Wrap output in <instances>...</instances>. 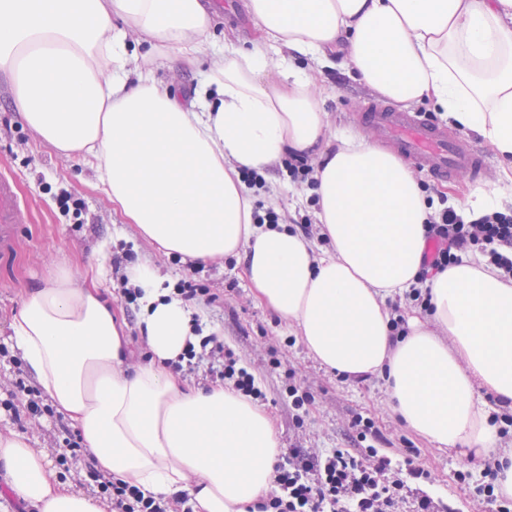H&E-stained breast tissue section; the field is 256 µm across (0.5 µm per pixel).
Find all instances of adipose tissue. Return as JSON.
Here are the masks:
<instances>
[{
  "label": "adipose tissue",
  "instance_id": "ef3b65f1",
  "mask_svg": "<svg viewBox=\"0 0 512 512\" xmlns=\"http://www.w3.org/2000/svg\"><path fill=\"white\" fill-rule=\"evenodd\" d=\"M248 45L204 51L205 0H0V72L11 103L45 144L91 160L123 223L168 254L243 259L254 300L321 366L384 379L401 423L440 448L496 466L512 498V448L485 392L512 406V278L469 256L437 273L426 308L393 333L389 297L414 284L436 211L404 160L330 130L333 89L300 60L344 56L356 79L401 111L429 101L449 124L492 143L503 184L477 192L472 221L512 203V0H246ZM168 67L208 60L188 98L162 89L129 33ZM334 140L310 189L330 250L300 229L259 224L247 170ZM139 289L144 360L125 367L128 324L102 298L104 265L66 268L28 293L12 341L95 468L144 495H188L193 512H263L278 439L270 415L233 385L185 386L173 368L198 344L191 310L156 269L125 270ZM0 472L31 512H112L109 498L58 480L26 436L0 434Z\"/></svg>",
  "mask_w": 512,
  "mask_h": 512
}]
</instances>
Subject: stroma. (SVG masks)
Segmentation results:
<instances>
[{
  "label": "stroma",
  "instance_id": "obj_1",
  "mask_svg": "<svg viewBox=\"0 0 512 512\" xmlns=\"http://www.w3.org/2000/svg\"><path fill=\"white\" fill-rule=\"evenodd\" d=\"M214 26L209 40L241 45L248 40L253 21L244 0H212ZM309 76L315 86H331L334 99L326 104L330 126L365 132L362 115L376 95L354 79L346 63L335 68H313ZM11 83L0 74V171L14 174L17 193L24 202L18 226L17 246L0 256V347H11V321L26 293L40 285L60 266L85 270L96 262L111 264L122 256L124 264L149 261L165 283L173 285L193 275L209 288L213 302L191 300L197 318L213 335L233 350L239 366L254 375L263 396L259 400L274 419L280 456L289 449L300 453H326L352 445L356 417L370 418L385 437L379 453L393 464L413 459L428 470L434 496L452 504L457 512H489L475 498L474 488L483 482L486 463L467 459L459 452L440 449L406 429L392 414L382 379L353 381L322 368L312 360L294 333L271 310L257 305L240 276L236 257L227 256L200 265L164 253L146 242L133 225L122 223L98 182L94 168L78 158L61 157L42 143L11 106ZM111 240L109 254L97 255L102 240ZM294 381H287L286 370ZM309 392L305 411L295 412L286 392L288 384ZM72 426L57 413L39 421L19 425L11 412L0 409V433L24 432L33 447L44 449L56 476L62 482L80 485L92 492L82 478L87 456H71L63 439ZM469 480L459 481V472Z\"/></svg>",
  "mask_w": 512,
  "mask_h": 512
}]
</instances>
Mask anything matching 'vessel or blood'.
Masks as SVG:
<instances>
[{
	"instance_id": "b4317fda",
	"label": "vessel or blood",
	"mask_w": 512,
	"mask_h": 512,
	"mask_svg": "<svg viewBox=\"0 0 512 512\" xmlns=\"http://www.w3.org/2000/svg\"><path fill=\"white\" fill-rule=\"evenodd\" d=\"M365 120L373 137L387 143L401 156L427 167L438 180L465 171L480 174L489 165L488 156L461 135L407 112H396L370 103ZM21 212L13 178L0 173V254L9 253L17 236Z\"/></svg>"
}]
</instances>
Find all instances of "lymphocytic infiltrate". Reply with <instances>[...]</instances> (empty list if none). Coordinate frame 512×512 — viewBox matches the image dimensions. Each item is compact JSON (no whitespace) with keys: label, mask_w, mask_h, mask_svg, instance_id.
Listing matches in <instances>:
<instances>
[{"label":"lymphocytic infiltrate","mask_w":512,"mask_h":512,"mask_svg":"<svg viewBox=\"0 0 512 512\" xmlns=\"http://www.w3.org/2000/svg\"><path fill=\"white\" fill-rule=\"evenodd\" d=\"M425 232L418 285L408 294L418 305L428 302L422 283L432 273L456 264L471 246H488L490 263L512 276L511 213L495 212L467 224L453 208L445 207L428 217ZM187 356L208 361L211 370L232 381L238 391L261 398L253 375L238 367L233 352L215 337H202L198 348L188 349ZM354 425L356 451L338 448L321 457L289 453L286 462L276 468V490L268 503L271 512H397L399 502L407 499L413 500L414 512H450V504L425 490L428 471L420 467L405 470L379 455L375 443L381 434L371 419L357 418ZM88 476L100 494L111 499L115 512H191L187 497L147 498L135 486L112 481L96 470H89Z\"/></svg>","instance_id":"f902f5d3"}]
</instances>
